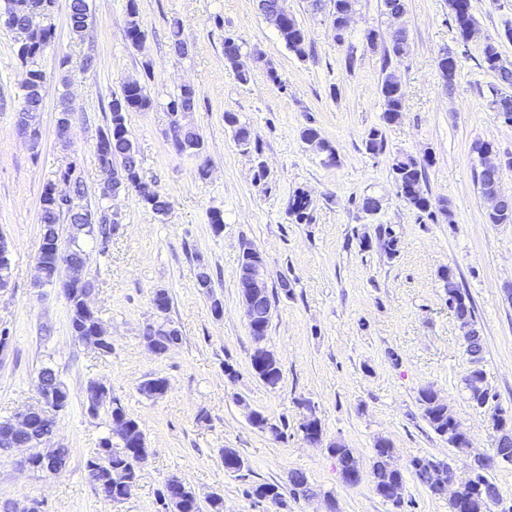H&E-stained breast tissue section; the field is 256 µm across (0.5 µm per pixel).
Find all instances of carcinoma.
Returning <instances> with one entry per match:
<instances>
[{
    "label": "carcinoma",
    "instance_id": "cac0c4a2",
    "mask_svg": "<svg viewBox=\"0 0 512 512\" xmlns=\"http://www.w3.org/2000/svg\"><path fill=\"white\" fill-rule=\"evenodd\" d=\"M0 6V17L12 20L11 30L16 34L18 58L26 70L23 84L21 110L39 113L42 111L43 91L45 84L44 71L39 65L45 48L54 39V28L49 23L37 24L33 17L49 19L55 0H3ZM330 27L333 38L340 40V21L344 14L355 10L357 0H332ZM128 15L125 30L126 40L134 47L139 46L146 37L145 30L139 22L137 0H127ZM448 11L455 23L456 29L465 42L470 35L478 31V24L472 14L470 0H448ZM91 22L87 0H70L69 29L71 38L83 41L84 35ZM280 38L288 50L296 57L304 59L308 56L307 34L294 17H289L280 24L274 25ZM224 60L235 74L239 82L246 83L250 79V68L242 61V46L234 36H224ZM483 62L488 70L494 72L497 85L490 90L491 105L499 112L503 122L512 125V67L504 63L498 43L487 41L483 43ZM380 93L384 102L383 121L386 124L396 122L403 109L402 87H393L388 81H383ZM154 101L147 86L138 80L122 85L121 91L112 95L109 103L110 124L107 131L98 136L95 146V157L100 169L106 174L100 200H108L117 193L138 192L141 201L156 215H164L170 208V202L163 194L147 187L141 176V159L139 152L130 136L127 127V114L130 112H147L153 108ZM196 106V91L191 86H184L174 95L169 96L164 110L170 123L177 124V118L182 113H189ZM224 121L234 132L237 146L244 152L255 156L253 181L263 183L267 178V170L261 162L259 140L250 125L240 121L233 112L224 113ZM319 139V150L324 155L325 163L334 165L337 162V150L330 142L320 138L319 131L310 125L301 131V139L305 142ZM171 148L179 153L198 155L203 150L200 136L190 127H185L180 135L169 140ZM365 150L372 155H380L386 150L385 137L382 129L372 128L364 138ZM430 159L418 161L414 156L398 154L390 157V169L393 175L397 193L404 202L419 213L421 222H437L438 216H451L447 202L435 201L423 189L426 179V165ZM58 179L69 184V194L61 202L53 195L54 184L47 183L40 197V224L42 232L55 234L57 225L65 222L70 225L69 244L66 249L67 257L73 258L86 267L89 255L83 249L82 241L91 238L98 244L99 252L106 253L112 243V235L118 230L119 220L109 213V208L103 205L91 210L83 205L86 195L81 176L78 174L77 162L71 161L57 171ZM288 215L297 224H309L312 221L310 199L303 191L295 192L288 202ZM375 232L385 242V252L388 257H394L398 252V238L395 230L388 224L377 225ZM440 279L448 295V309L453 312L468 311L474 315V307L466 290L457 281L453 269L445 268L440 272ZM69 303V322L73 335L90 337L95 335L97 318L86 314L82 303L77 297L66 293ZM466 352L474 368L464 378L465 389L470 402L484 408L494 401L492 394L485 384L482 362L484 344L481 336L466 341ZM417 401L420 405L423 419L429 427L446 442L449 447L463 455L470 453L472 444L469 434L458 432L448 416V406L440 403L429 388L418 391ZM109 406L110 429L99 444L97 455L88 459L85 473L92 485H97L101 479L99 470L93 468L94 462L104 458L112 465L124 464L132 468L133 480H139L140 460L149 453L145 436L138 421L132 417L120 401L108 393L101 396L93 405L92 413L99 408ZM249 423L257 430H271L277 438L288 434V423L283 421L273 423L260 411L253 410L249 414ZM491 426L494 429H507L512 432V411L499 406L491 414ZM328 453L336 458L340 467L346 469L359 465V460L353 449L344 444H328ZM427 457L418 456L410 461L411 475L426 489H431L433 475L427 470ZM133 491L131 485L121 479L112 480L108 488L114 501L126 499ZM463 495L452 496L448 499V512H492V507L499 502L500 493L497 485L489 475L468 478L462 482ZM246 495L259 500L268 499L280 506L286 503L279 491V485L261 483L252 485L246 490ZM183 512H224V500L219 494L208 497L206 503H201L192 496L184 500Z\"/></svg>",
    "mask_w": 512,
    "mask_h": 512
}]
</instances>
